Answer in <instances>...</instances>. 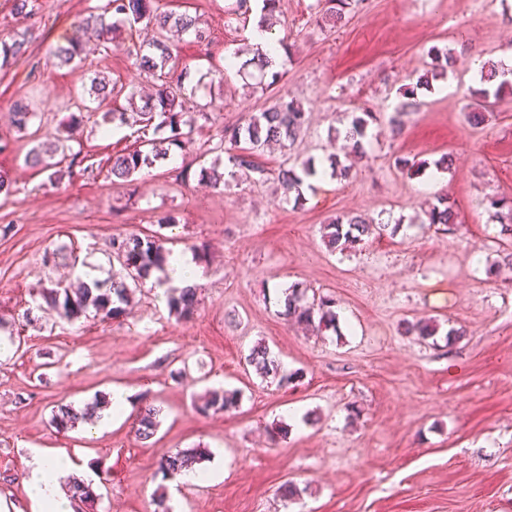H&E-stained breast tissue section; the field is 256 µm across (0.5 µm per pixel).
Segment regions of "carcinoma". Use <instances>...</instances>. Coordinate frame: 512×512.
<instances>
[{
	"label": "carcinoma",
	"instance_id": "carcinoma-1",
	"mask_svg": "<svg viewBox=\"0 0 512 512\" xmlns=\"http://www.w3.org/2000/svg\"><path fill=\"white\" fill-rule=\"evenodd\" d=\"M262 2L260 8V23L268 24L279 10L280 0H232L230 10L233 14L249 19L255 3ZM159 0H107L101 7V12L91 14L75 34L60 46L55 52L58 65L77 67L84 60V36H94L103 46V50H112L119 23L113 20L117 15L123 16V22L136 24L144 22L152 26L157 37L148 48L140 46L127 47L128 55L135 57L141 73L154 81V93L137 102L139 91L137 87L117 86L97 76L91 79V93L103 104L114 101L120 95H125L128 107L118 111L109 109L102 114L106 124L116 126H137L136 146L116 152L107 159L112 182L126 187L133 186V176L143 168L149 167L160 160L168 158L175 149L188 153L193 145L190 133L183 128H193L198 120H209V114L222 109L221 104L211 100L203 105H191L195 91L185 92L183 82L172 83L167 75L175 69L177 62L170 35H189L193 41L202 44L207 40L204 29L198 26L197 19L186 13L163 11L158 5ZM359 0H316L315 15L318 20L332 28L343 26L349 19ZM31 33L29 29L17 30L9 38H0V69L8 68L27 57ZM431 63L420 74L415 84L401 93L400 100L387 118L391 136L402 135L404 117L419 111L423 101L418 99V91L431 89L433 82L443 79L454 66V57L446 49L433 47L428 51ZM235 69L238 74L247 75L253 68L264 76L271 61L258 50H251V56L242 58L235 55ZM498 64L487 59L483 63L482 88L473 91L477 97L475 104L467 103L468 119L472 126L480 127L489 120L487 102L491 97H498L505 89L512 88V82L498 80ZM35 116L30 104L20 102L12 112V123L17 131L27 129L30 120ZM84 113H72L59 129L58 135L52 141L38 143L26 156V163L42 171H51L49 179L61 181L63 171L57 168L59 162L55 155L65 150L66 143L78 140L85 124ZM377 113L363 109L351 112L344 129L334 130L332 140L336 142V153L326 157V162L320 164L308 158L297 159L279 166L276 175L281 187L290 194H295L294 201L301 200V186L304 179L313 178L321 172L330 171V176L339 180L351 177V168L343 165L340 154L348 152H364V140L369 136V126L378 122ZM308 116L303 108L286 93L275 92L263 111L252 114L244 122L226 125L221 132L214 150L228 154V161L235 168L253 175V182L264 183L269 180V169L259 157L265 149L277 145L284 150L294 146L304 129L307 128ZM398 168L417 175L428 166L438 169L448 168V156L429 163L406 157L395 160ZM425 223L429 227H448L458 223V215L448 197L440 195L436 202L429 205L425 212ZM388 225L383 222L366 220L352 215L339 217L324 226L323 242L330 252H344L355 248L365 239L374 236L381 237L387 231ZM112 249L127 277L112 276L107 281L94 280L90 284L71 290L69 288H45L41 296L46 305L67 319L74 320L94 309L95 314L104 320H117L131 314L130 297L132 289L130 282H138L150 276L154 270L164 268L171 252L163 246L162 239L156 235L140 237L132 235L126 238L112 239ZM170 312L188 317L195 313L199 301L194 288H172L167 295ZM335 301L328 296H322L310 303L303 302V293L293 288L288 293L283 315L289 321H294L320 333L337 329V314L334 310ZM406 331L415 332L423 339L436 336L437 325L431 321L419 320L408 324ZM247 363L263 378L271 375L279 377V386L286 387L297 373H281V365L275 360L269 349L256 345L247 357ZM238 402L235 391L211 390L205 395L199 411L207 414L210 411H227ZM107 406L103 399H96L84 407L76 409L71 405L58 407L52 417V424L59 432L75 428L81 422H86ZM157 407L147 404L140 409L136 418L138 435L147 440L151 438L159 424ZM205 450L194 448L187 451H177L164 456L160 469L170 475H177L192 467L205 458Z\"/></svg>",
	"mask_w": 512,
	"mask_h": 512
}]
</instances>
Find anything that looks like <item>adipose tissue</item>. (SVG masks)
Instances as JSON below:
<instances>
[{"instance_id":"adipose-tissue-1","label":"adipose tissue","mask_w":512,"mask_h":512,"mask_svg":"<svg viewBox=\"0 0 512 512\" xmlns=\"http://www.w3.org/2000/svg\"><path fill=\"white\" fill-rule=\"evenodd\" d=\"M70 467V462L60 456L36 453L27 477L34 512H72L62 490V480Z\"/></svg>"}]
</instances>
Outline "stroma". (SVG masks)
Segmentation results:
<instances>
[{
    "label": "stroma",
    "mask_w": 512,
    "mask_h": 512,
    "mask_svg": "<svg viewBox=\"0 0 512 512\" xmlns=\"http://www.w3.org/2000/svg\"><path fill=\"white\" fill-rule=\"evenodd\" d=\"M38 2L29 59L0 70V142L10 144L0 172L15 188L0 196V228L8 230L0 235V505L33 512L26 479L39 450L69 458L70 477L91 482L94 502H72L73 512H512V266L502 261L500 236L512 219L480 206L487 196L512 198V93L499 96L482 127H471L464 109L469 56L512 49L500 0H362L346 25L325 31L315 24V0H281L286 22L275 35L291 58L279 87L309 115L293 148L301 157L333 153L328 130L345 113L395 104L426 68L429 48L456 59L447 79L423 92L401 138L390 139L386 123L373 126L352 179L318 177L297 203L276 180L252 183L226 163L223 186L197 177L213 159L200 145L265 106L245 78H208L226 52L248 46L228 0L160 3L210 32L208 48L187 36L178 43L195 101L224 104L194 129L190 154L142 169L131 194L113 183L106 159L133 147L132 127L104 135L89 122L83 161L61 182L26 165L38 141L93 106V75L141 82L125 49L154 35L142 24L124 28L108 53L87 39L84 65L59 68L55 48L103 0ZM23 99L38 117L20 133L10 115ZM444 154L451 164L442 192L459 223L442 232L420 224L433 200L421 190L424 175L403 173L394 160ZM181 166L191 170L183 182L175 178ZM168 213L176 223L159 225ZM342 214L397 231L331 253L323 226ZM151 234L201 268L193 316L170 314L152 277L120 321H68L44 307L42 289L73 282L85 268L100 280L119 273L114 237ZM56 247L62 255L44 263ZM282 281L309 299L333 297L338 331L316 335L288 323L274 295ZM421 319L435 320L434 339L405 333L406 322ZM452 327L465 335L450 343ZM259 343L295 373L293 384L279 387L247 366ZM116 387L130 392L132 412L147 402L159 408L149 440L131 417L65 433L53 426L58 406L80 408ZM220 387L239 390L236 407L199 413L205 392ZM281 427L287 436L273 439ZM193 448L209 451L200 470L223 462L221 479L164 478V455ZM287 481L299 498L280 497Z\"/></svg>",
    "instance_id": "stroma-1"
}]
</instances>
